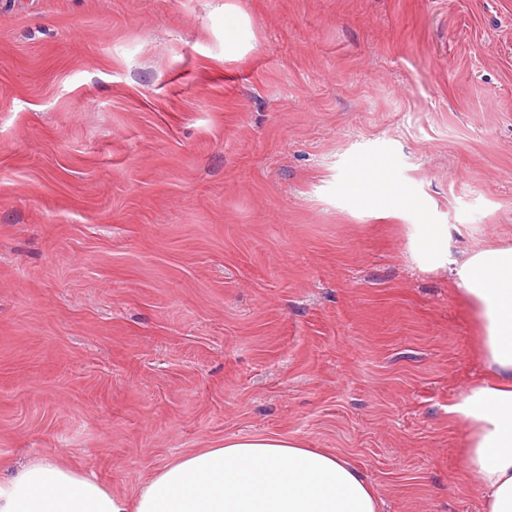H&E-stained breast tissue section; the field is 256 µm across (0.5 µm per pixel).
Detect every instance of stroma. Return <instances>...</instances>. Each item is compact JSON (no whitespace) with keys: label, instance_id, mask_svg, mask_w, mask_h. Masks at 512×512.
Masks as SVG:
<instances>
[{"label":"stroma","instance_id":"stroma-1","mask_svg":"<svg viewBox=\"0 0 512 512\" xmlns=\"http://www.w3.org/2000/svg\"><path fill=\"white\" fill-rule=\"evenodd\" d=\"M411 224L512 244V0H0V466L131 495L288 437L382 512H484L477 326Z\"/></svg>","mask_w":512,"mask_h":512}]
</instances>
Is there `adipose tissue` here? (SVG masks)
Returning <instances> with one entry per match:
<instances>
[{"mask_svg": "<svg viewBox=\"0 0 512 512\" xmlns=\"http://www.w3.org/2000/svg\"><path fill=\"white\" fill-rule=\"evenodd\" d=\"M421 269H448L478 327L485 377L448 406L468 428L463 474L486 512H512V246L453 259L447 224L411 227ZM0 512H380L359 469L287 437H230L156 470L135 496L90 472L37 458L0 477Z\"/></svg>", "mask_w": 512, "mask_h": 512, "instance_id": "obj_1", "label": "adipose tissue"}]
</instances>
